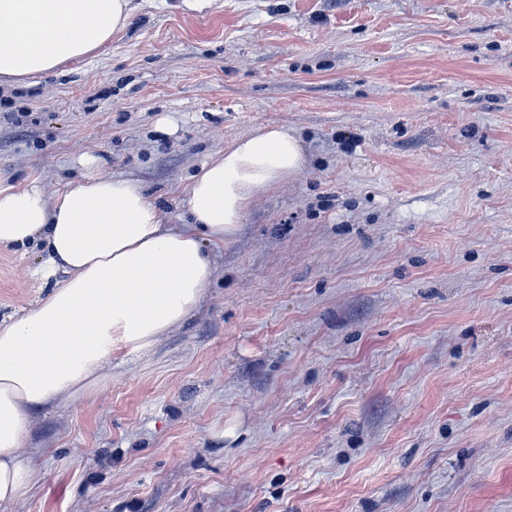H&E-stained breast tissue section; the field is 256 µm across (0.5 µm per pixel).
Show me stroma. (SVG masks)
Here are the masks:
<instances>
[{
	"mask_svg": "<svg viewBox=\"0 0 512 512\" xmlns=\"http://www.w3.org/2000/svg\"><path fill=\"white\" fill-rule=\"evenodd\" d=\"M176 3L0 87V190L92 158L185 224L258 125L304 167L212 245L184 325L36 415L0 512H512V0ZM37 262L0 247V318Z\"/></svg>",
	"mask_w": 512,
	"mask_h": 512,
	"instance_id": "obj_1",
	"label": "stroma"
}]
</instances>
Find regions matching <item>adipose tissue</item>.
<instances>
[{
    "label": "adipose tissue",
    "instance_id": "adipose-tissue-1",
    "mask_svg": "<svg viewBox=\"0 0 512 512\" xmlns=\"http://www.w3.org/2000/svg\"><path fill=\"white\" fill-rule=\"evenodd\" d=\"M132 11V0H0V85L88 56ZM304 163L294 133L256 127L192 176L188 224L163 223L136 182L91 172L52 198L34 182L0 190V246L37 250L32 274L50 287L0 320V503L35 475L24 451L35 413L89 394L113 354L150 351L181 326L215 272L206 242L236 235L251 203Z\"/></svg>",
    "mask_w": 512,
    "mask_h": 512
}]
</instances>
